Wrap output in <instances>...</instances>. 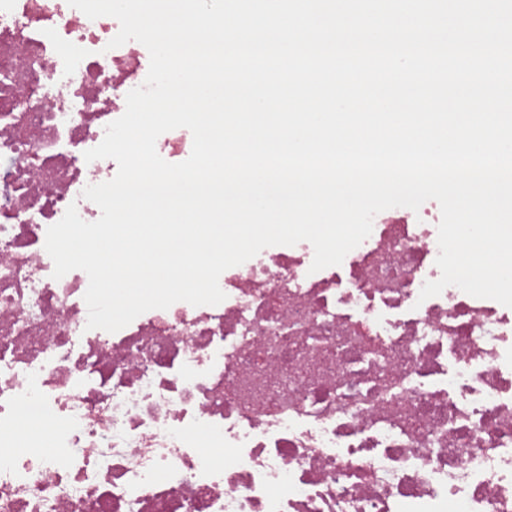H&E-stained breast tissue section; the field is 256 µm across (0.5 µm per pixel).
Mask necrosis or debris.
I'll list each match as a JSON object with an SVG mask.
<instances>
[{
  "label": "necrosis or debris",
  "instance_id": "obj_1",
  "mask_svg": "<svg viewBox=\"0 0 512 512\" xmlns=\"http://www.w3.org/2000/svg\"><path fill=\"white\" fill-rule=\"evenodd\" d=\"M119 30L0 0V512H512V308L420 299L430 208L374 221L339 267L268 248L218 305L87 329L88 276L53 278L45 240L69 206L99 219L82 192L118 171L84 154L149 70L141 43L109 48Z\"/></svg>",
  "mask_w": 512,
  "mask_h": 512
}]
</instances>
